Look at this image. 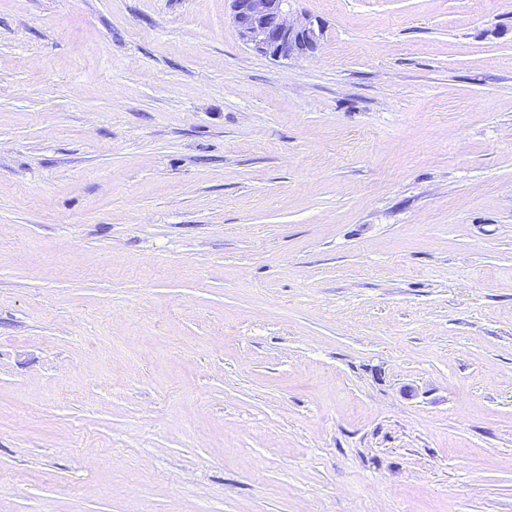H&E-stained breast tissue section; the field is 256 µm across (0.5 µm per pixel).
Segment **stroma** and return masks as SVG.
<instances>
[{"instance_id":"35a3bbf8","label":"stroma","mask_w":512,"mask_h":512,"mask_svg":"<svg viewBox=\"0 0 512 512\" xmlns=\"http://www.w3.org/2000/svg\"><path fill=\"white\" fill-rule=\"evenodd\" d=\"M0 0V512H512V0ZM240 39L275 60L313 56L320 49L325 23L304 13L292 15L291 0H230Z\"/></svg>"}]
</instances>
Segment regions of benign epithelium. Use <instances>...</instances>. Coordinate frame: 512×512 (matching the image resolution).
I'll return each mask as SVG.
<instances>
[{"mask_svg": "<svg viewBox=\"0 0 512 512\" xmlns=\"http://www.w3.org/2000/svg\"><path fill=\"white\" fill-rule=\"evenodd\" d=\"M240 39L275 60L312 56L320 49L325 23L304 13L293 16L291 0H230Z\"/></svg>", "mask_w": 512, "mask_h": 512, "instance_id": "7a95c632", "label": "benign epithelium"}]
</instances>
